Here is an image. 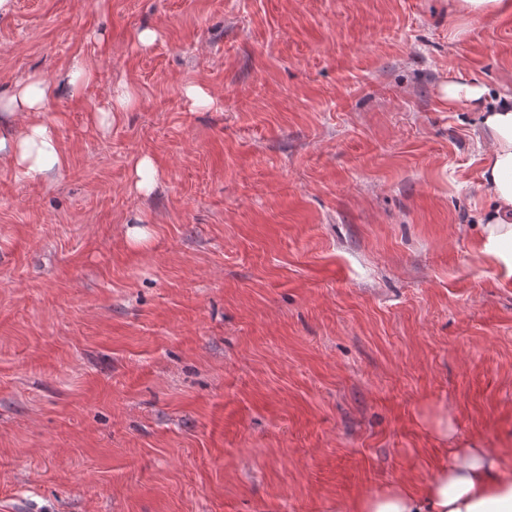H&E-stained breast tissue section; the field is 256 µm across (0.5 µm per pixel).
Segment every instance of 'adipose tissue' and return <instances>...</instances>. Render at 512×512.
Masks as SVG:
<instances>
[{"label": "adipose tissue", "instance_id": "ef3b65f1", "mask_svg": "<svg viewBox=\"0 0 512 512\" xmlns=\"http://www.w3.org/2000/svg\"><path fill=\"white\" fill-rule=\"evenodd\" d=\"M91 74L89 64L77 59L56 82L35 77L0 95V160L31 178L59 171L65 157L42 112L75 76ZM445 95L450 106L480 110L487 144L481 179L489 206L478 217V250L497 269L501 283L512 286V93L493 97L484 86L454 81ZM16 125L21 128L17 134L12 131ZM431 429L452 448L432 478L392 484L351 499L336 512H512V461L482 439L458 438L447 418H439Z\"/></svg>", "mask_w": 512, "mask_h": 512}]
</instances>
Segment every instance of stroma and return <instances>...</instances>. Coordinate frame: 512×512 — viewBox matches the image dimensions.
I'll use <instances>...</instances> for the list:
<instances>
[{"label":"stroma","mask_w":512,"mask_h":512,"mask_svg":"<svg viewBox=\"0 0 512 512\" xmlns=\"http://www.w3.org/2000/svg\"><path fill=\"white\" fill-rule=\"evenodd\" d=\"M76 58L91 79L44 108L65 168L0 163V512H334L433 476L439 416L512 454V288L477 247L479 114L443 94L512 86V16L449 0L0 15V90ZM120 83L132 106L103 115ZM134 189L143 194H150L157 185L158 170L152 159L142 157L134 165Z\"/></svg>","instance_id":"1"}]
</instances>
